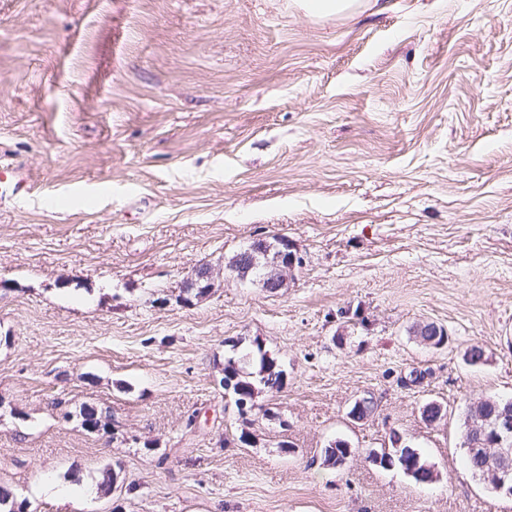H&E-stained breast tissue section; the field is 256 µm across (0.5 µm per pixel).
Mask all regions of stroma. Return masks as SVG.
Segmentation results:
<instances>
[{
    "label": "stroma",
    "mask_w": 512,
    "mask_h": 512,
    "mask_svg": "<svg viewBox=\"0 0 512 512\" xmlns=\"http://www.w3.org/2000/svg\"><path fill=\"white\" fill-rule=\"evenodd\" d=\"M9 164L0 484L33 512H512L462 446L512 399V0H0ZM276 236L288 288L176 303ZM257 342L285 379L245 429L219 380ZM394 431L433 483L368 461ZM302 2L309 14L324 16L346 12L354 5L353 0H303ZM223 277V271H215L214 268L206 267L203 270L199 268L195 269L191 276L187 278L186 282L183 284L181 288H193L190 292V296L193 300H198L199 298L206 295L208 292H205L203 288H198L201 285V282H205L204 288H215V283Z\"/></svg>",
    "instance_id": "stroma-1"
}]
</instances>
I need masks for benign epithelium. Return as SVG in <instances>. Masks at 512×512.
I'll return each mask as SVG.
<instances>
[{
	"instance_id": "benign-epithelium-1",
	"label": "benign epithelium",
	"mask_w": 512,
	"mask_h": 512,
	"mask_svg": "<svg viewBox=\"0 0 512 512\" xmlns=\"http://www.w3.org/2000/svg\"><path fill=\"white\" fill-rule=\"evenodd\" d=\"M303 263V256L288 239L278 237L267 251L262 245L250 247L243 254V262L229 265L228 270L240 279L246 268L261 267L264 273L256 284L268 292H277L288 287V277ZM221 277L223 272L220 270L197 268L183 287L197 288L203 284L213 288ZM469 425L474 435L469 443L470 453L486 457V467L494 478L495 491L512 498V400L492 410H482L477 404L471 406Z\"/></svg>"
}]
</instances>
